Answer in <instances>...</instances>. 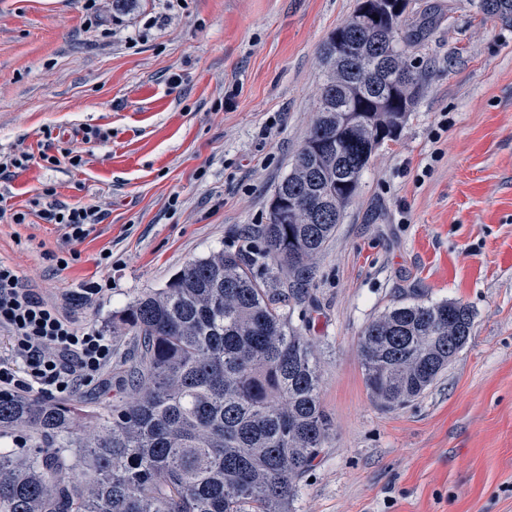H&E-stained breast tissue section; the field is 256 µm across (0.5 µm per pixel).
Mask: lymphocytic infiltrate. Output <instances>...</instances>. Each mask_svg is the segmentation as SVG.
Wrapping results in <instances>:
<instances>
[{
    "label": "lymphocytic infiltrate",
    "mask_w": 512,
    "mask_h": 512,
    "mask_svg": "<svg viewBox=\"0 0 512 512\" xmlns=\"http://www.w3.org/2000/svg\"><path fill=\"white\" fill-rule=\"evenodd\" d=\"M41 219L58 224L66 241L80 242L104 215L97 206L54 204ZM0 332L11 337L23 368L0 363V391L71 395L112 362V339L79 324L65 307L45 301L12 265L0 261Z\"/></svg>",
    "instance_id": "obj_1"
}]
</instances>
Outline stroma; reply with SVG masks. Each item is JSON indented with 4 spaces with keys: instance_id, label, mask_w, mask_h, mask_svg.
Listing matches in <instances>:
<instances>
[{
    "instance_id": "obj_1",
    "label": "stroma",
    "mask_w": 512,
    "mask_h": 512,
    "mask_svg": "<svg viewBox=\"0 0 512 512\" xmlns=\"http://www.w3.org/2000/svg\"><path fill=\"white\" fill-rule=\"evenodd\" d=\"M97 3L92 16L80 0H0V154L32 157L0 180V260L108 332L189 260L261 249L315 119L323 43L357 0ZM405 18L422 31L415 105L287 307L331 421L292 512H512V26L471 0H408ZM86 126L109 137L85 145L82 168L42 161L48 133ZM54 201L106 215L63 270L62 234L39 216ZM92 282L109 289L85 298ZM446 299L474 313L468 344L423 395L378 407L363 329Z\"/></svg>"
}]
</instances>
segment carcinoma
I'll return each instance as SVG.
<instances>
[{
    "label": "carcinoma",
    "mask_w": 512,
    "mask_h": 512,
    "mask_svg": "<svg viewBox=\"0 0 512 512\" xmlns=\"http://www.w3.org/2000/svg\"><path fill=\"white\" fill-rule=\"evenodd\" d=\"M472 2L512 25V0ZM364 7L323 45L317 117L275 188L284 203L270 206L262 229L258 256L288 266V293L256 280L239 252L192 260L119 315L136 354L83 432L73 403L0 395V438L31 437L20 453L0 451V512H290L331 423L311 338L292 325L286 299L307 292L311 260L354 196L372 140L395 136L415 102L401 103L387 73L364 71L363 58L394 63L416 88L421 80L403 34L406 7L360 27ZM312 144L319 152H307ZM294 199L313 211L295 215ZM473 319L445 300L393 306L370 322L359 352L376 403L390 409L422 395L469 342Z\"/></svg>",
    "instance_id": "1"
}]
</instances>
